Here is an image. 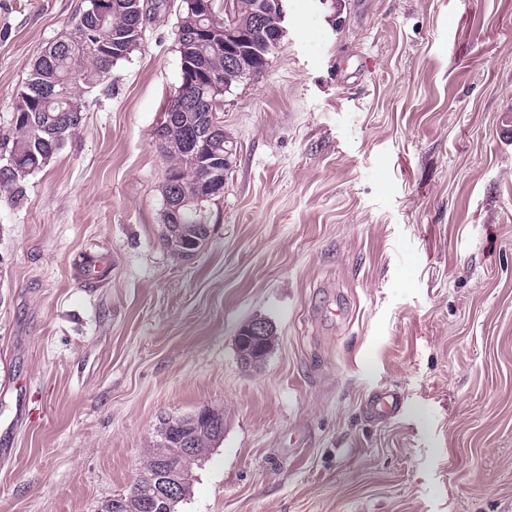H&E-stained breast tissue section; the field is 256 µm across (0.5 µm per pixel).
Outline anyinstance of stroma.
<instances>
[{
  "label": "stroma",
  "mask_w": 512,
  "mask_h": 512,
  "mask_svg": "<svg viewBox=\"0 0 512 512\" xmlns=\"http://www.w3.org/2000/svg\"><path fill=\"white\" fill-rule=\"evenodd\" d=\"M180 6L23 202L0 191V512H106L160 419L204 407L224 438L175 512H512V0H285L265 73L224 95L189 262L154 138ZM83 8L0 0V131ZM253 319L277 339L250 367Z\"/></svg>",
  "instance_id": "1"
}]
</instances>
